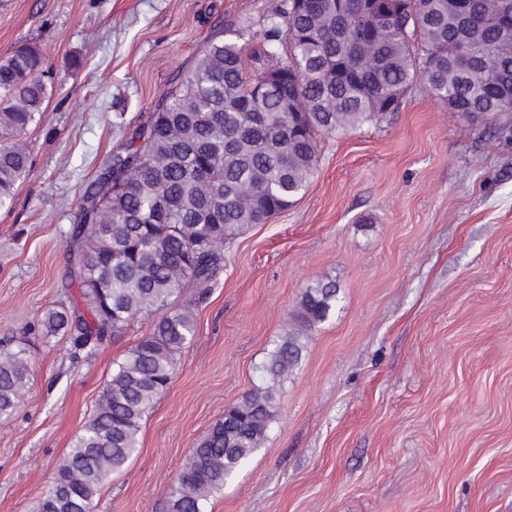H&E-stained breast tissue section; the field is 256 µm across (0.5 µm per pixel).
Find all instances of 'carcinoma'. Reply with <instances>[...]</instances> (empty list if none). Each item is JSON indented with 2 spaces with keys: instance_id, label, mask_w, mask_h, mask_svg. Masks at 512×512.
Instances as JSON below:
<instances>
[{
  "instance_id": "obj_1",
  "label": "carcinoma",
  "mask_w": 512,
  "mask_h": 512,
  "mask_svg": "<svg viewBox=\"0 0 512 512\" xmlns=\"http://www.w3.org/2000/svg\"><path fill=\"white\" fill-rule=\"evenodd\" d=\"M283 0L262 19L264 48L246 54L250 26L210 44L180 87L83 195L68 251L69 277L88 314L46 312L40 327L73 354L163 311L103 388L30 512H92L100 490L138 451L141 422L171 383L192 339V306L210 294L224 241L264 224L304 194L318 163V136L395 112L410 85L448 108L492 123L512 112V0L496 17L483 0ZM375 65L366 70L361 56ZM44 59L27 43L0 57V207L11 201L32 158L22 140L48 98ZM192 290L193 298L178 305ZM337 302L336 284L316 280L298 318L309 331ZM302 334L280 337L247 393L192 449L169 492L170 512H204L262 447L275 418L277 385L295 369ZM27 349L0 348V418L23 400Z\"/></svg>"
}]
</instances>
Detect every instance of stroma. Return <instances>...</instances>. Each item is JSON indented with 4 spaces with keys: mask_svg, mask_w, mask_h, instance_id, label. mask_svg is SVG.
<instances>
[{
    "mask_svg": "<svg viewBox=\"0 0 512 512\" xmlns=\"http://www.w3.org/2000/svg\"><path fill=\"white\" fill-rule=\"evenodd\" d=\"M282 0H0V57L36 44L51 83L32 165L0 207V347L30 389L0 420V512H30L118 363L46 337L81 304L68 234L86 188L230 27ZM304 195L224 246L196 332L93 512H168L196 443L262 382L312 281L333 315L303 339L257 452L205 512H512V114L485 128L412 84L398 111L323 136Z\"/></svg>",
    "mask_w": 512,
    "mask_h": 512,
    "instance_id": "35a3bbf8",
    "label": "stroma"
}]
</instances>
